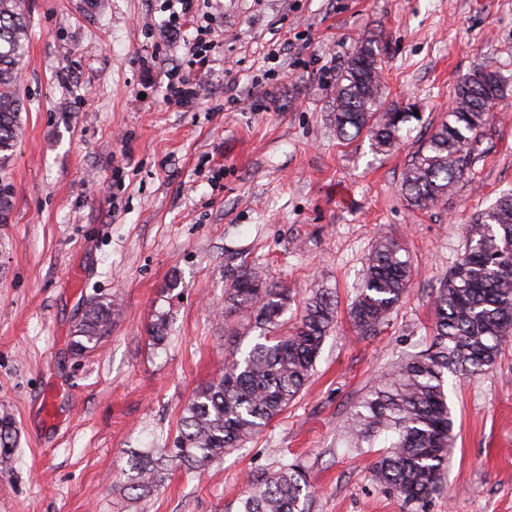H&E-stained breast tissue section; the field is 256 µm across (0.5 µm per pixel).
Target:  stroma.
Wrapping results in <instances>:
<instances>
[{
    "instance_id": "obj_1",
    "label": "stroma",
    "mask_w": 512,
    "mask_h": 512,
    "mask_svg": "<svg viewBox=\"0 0 512 512\" xmlns=\"http://www.w3.org/2000/svg\"><path fill=\"white\" fill-rule=\"evenodd\" d=\"M22 0L31 38L19 95L23 134L0 183V414L17 458L0 471V512H236L255 472L297 465L306 512H512V341L484 375L448 393L454 444L442 488L406 502L376 484L382 444L346 442L357 405L433 339V297L476 214L512 191V92L492 110L446 201L413 209L402 173L448 116L458 79L480 66L512 80V0H195L214 47L192 53V22L165 0ZM381 50L386 103L411 119L388 153L342 143L330 105L344 61ZM201 85L164 98L170 69ZM414 276L369 336L349 309L379 238ZM244 267L288 288L295 319L329 288L337 322L315 372L251 442L202 469L170 464L128 500L132 448H164L184 405L218 378L236 316L224 290ZM91 298L121 313L97 349L69 336ZM168 316L163 348L148 341Z\"/></svg>"
}]
</instances>
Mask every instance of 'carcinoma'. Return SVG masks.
Returning a JSON list of instances; mask_svg holds the SVG:
<instances>
[{
  "mask_svg": "<svg viewBox=\"0 0 512 512\" xmlns=\"http://www.w3.org/2000/svg\"><path fill=\"white\" fill-rule=\"evenodd\" d=\"M30 40L20 0H0V160L14 152L22 134L19 74ZM380 53L366 41L348 58L332 101L336 136L348 141L366 132L375 153L400 137L409 113L384 106L378 75ZM499 71L479 67L456 84L448 119L438 124L402 175L401 191L415 209L448 198L471 162L466 146L476 142L489 106L505 96ZM412 277L411 264L392 240L381 241L368 257V273L350 310L362 335L375 331L399 303ZM225 313L240 318L246 332L260 330L258 341L232 353L221 377L196 390L179 419L170 448L155 455L127 453L125 490L133 500L147 497L161 482L165 461L190 469L208 466L249 442L305 388L322 343L336 319V300L315 289L299 320L282 321L288 289L267 283L260 273L242 271L224 291ZM435 327L430 348L402 361L359 403L348 433L354 447L389 440L374 463L376 483L406 501L428 498L440 489L454 421L448 403L449 377H478L497 361L512 338V194L501 195L468 227L467 245L435 292ZM112 300L87 306L71 336L77 354L94 351L112 329ZM167 317L149 329L151 345L167 340ZM11 417H0V467L15 455ZM308 484L293 464L249 477V492L237 512H305Z\"/></svg>",
  "mask_w": 512,
  "mask_h": 512,
  "instance_id": "carcinoma-1",
  "label": "carcinoma"
}]
</instances>
